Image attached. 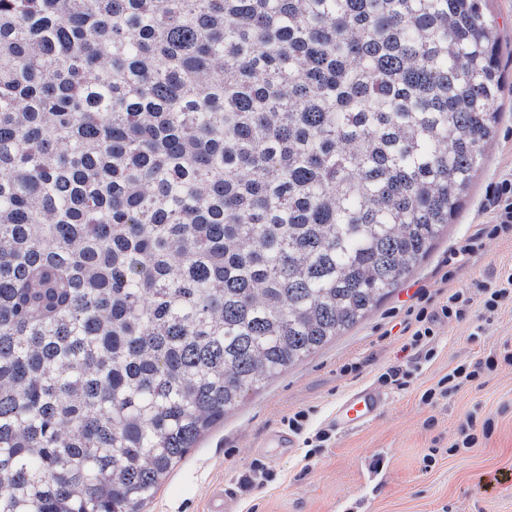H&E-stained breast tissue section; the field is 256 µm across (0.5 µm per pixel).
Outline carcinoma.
<instances>
[{
    "label": "carcinoma",
    "instance_id": "1",
    "mask_svg": "<svg viewBox=\"0 0 512 512\" xmlns=\"http://www.w3.org/2000/svg\"><path fill=\"white\" fill-rule=\"evenodd\" d=\"M484 0H0V512H144L456 216Z\"/></svg>",
    "mask_w": 512,
    "mask_h": 512
}]
</instances>
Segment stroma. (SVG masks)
Returning <instances> with one entry per match:
<instances>
[{"mask_svg":"<svg viewBox=\"0 0 512 512\" xmlns=\"http://www.w3.org/2000/svg\"><path fill=\"white\" fill-rule=\"evenodd\" d=\"M486 10L499 26L501 119L455 223L366 319L264 389L248 393L223 426L190 450L146 512H206L211 491L220 485L234 489L235 512H336L338 502L361 494L362 472L380 453L390 457L391 472L372 512H512V365H501L482 389L462 388L435 408L420 402L421 392L456 364L512 346V305L478 337L473 323L442 322L438 356L419 380L405 390H387L389 405L375 422L334 434L313 462H306L299 444L272 454L264 446L271 432L287 433L285 418L300 409L310 411L313 427H327L337 400L358 385L376 383L383 370L403 360L401 341L384 331L405 316L417 289L434 296L445 285L471 288L512 264V241L493 239L480 254L458 263L453 276L445 274L453 248L489 220L494 184L512 168V0H487ZM473 412L493 421L492 434L475 447L453 451L458 425ZM430 416L436 419L431 426ZM433 446L439 450L436 462L423 470L422 455ZM257 460L275 472V480L251 493L237 491L238 474Z\"/></svg>","mask_w":512,"mask_h":512,"instance_id":"1","label":"stroma"}]
</instances>
